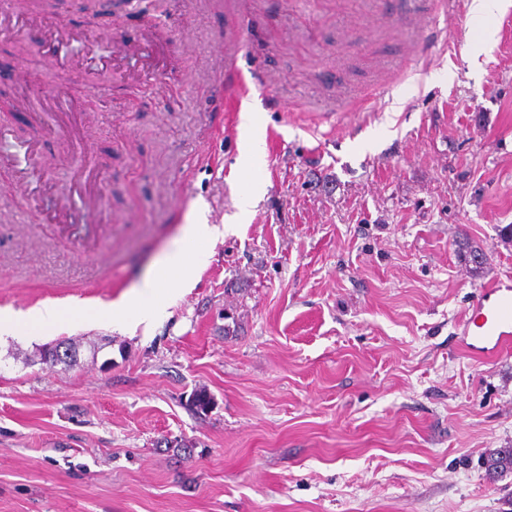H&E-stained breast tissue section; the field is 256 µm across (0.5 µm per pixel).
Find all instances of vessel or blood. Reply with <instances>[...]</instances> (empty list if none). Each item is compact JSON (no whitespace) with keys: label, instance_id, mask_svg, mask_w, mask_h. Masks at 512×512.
<instances>
[{"label":"vessel or blood","instance_id":"vessel-or-blood-1","mask_svg":"<svg viewBox=\"0 0 512 512\" xmlns=\"http://www.w3.org/2000/svg\"><path fill=\"white\" fill-rule=\"evenodd\" d=\"M468 331L493 356L512 345V287H486L468 313Z\"/></svg>","mask_w":512,"mask_h":512}]
</instances>
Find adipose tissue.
Returning <instances> with one entry per match:
<instances>
[{
	"label": "adipose tissue",
	"mask_w": 512,
	"mask_h": 512,
	"mask_svg": "<svg viewBox=\"0 0 512 512\" xmlns=\"http://www.w3.org/2000/svg\"><path fill=\"white\" fill-rule=\"evenodd\" d=\"M222 224H204L188 219L182 225L173 250L152 266L133 291L107 306L89 308L80 304L49 303L26 311L0 309V338L21 329L40 330L59 326L72 319L90 323L103 322L119 331H127L161 315L168 302L189 284L194 271L210 261V244L223 238Z\"/></svg>",
	"instance_id": "ef3b65f1"
}]
</instances>
